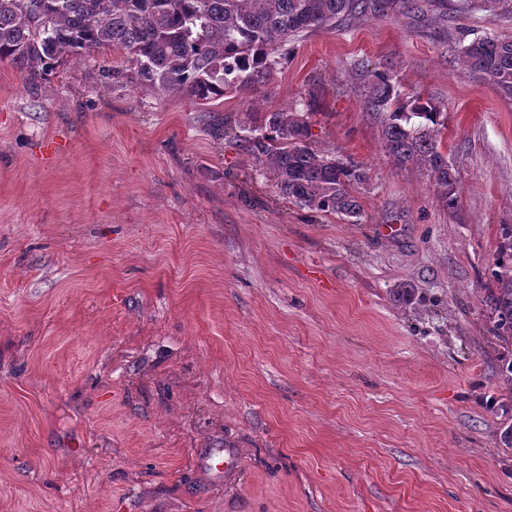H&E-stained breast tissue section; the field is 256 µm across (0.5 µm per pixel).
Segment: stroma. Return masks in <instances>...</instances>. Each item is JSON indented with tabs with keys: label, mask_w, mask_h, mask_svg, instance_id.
<instances>
[{
	"label": "stroma",
	"mask_w": 512,
	"mask_h": 512,
	"mask_svg": "<svg viewBox=\"0 0 512 512\" xmlns=\"http://www.w3.org/2000/svg\"><path fill=\"white\" fill-rule=\"evenodd\" d=\"M485 12L365 15L297 42L260 90L362 166L360 223L286 202L225 120L0 61V512H512V391L483 302L512 225V101L455 41ZM442 112L455 211L387 155L368 70ZM414 285L418 310L392 290ZM227 448L228 474L201 458Z\"/></svg>",
	"instance_id": "35a3bbf8"
}]
</instances>
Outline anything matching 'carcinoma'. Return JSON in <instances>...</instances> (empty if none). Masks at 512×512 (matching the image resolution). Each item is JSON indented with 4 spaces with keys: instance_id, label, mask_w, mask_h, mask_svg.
<instances>
[{
    "instance_id": "obj_1",
    "label": "carcinoma",
    "mask_w": 512,
    "mask_h": 512,
    "mask_svg": "<svg viewBox=\"0 0 512 512\" xmlns=\"http://www.w3.org/2000/svg\"><path fill=\"white\" fill-rule=\"evenodd\" d=\"M456 11L512 13V0H458ZM448 17V0H0V60L29 79L48 81L69 54L115 47L124 52L136 87L195 101L218 100L264 87L301 37L372 10ZM457 63L476 81L512 99V39L495 35L458 43ZM366 103L383 115L384 147L400 165L427 172L442 206L459 204L458 173L440 151L441 113L416 95L406 101L386 69H375ZM243 142L273 175L279 192L311 210L358 223V166L308 143V117L293 109L255 110ZM491 269L485 306L494 337L512 350V225ZM403 309L418 308L412 285L392 292Z\"/></svg>"
}]
</instances>
